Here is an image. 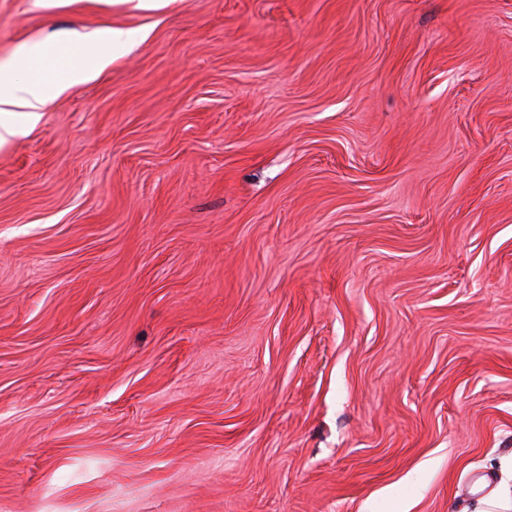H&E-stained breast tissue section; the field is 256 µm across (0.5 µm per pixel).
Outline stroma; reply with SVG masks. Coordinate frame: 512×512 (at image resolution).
<instances>
[{
  "instance_id": "1",
  "label": "stroma",
  "mask_w": 512,
  "mask_h": 512,
  "mask_svg": "<svg viewBox=\"0 0 512 512\" xmlns=\"http://www.w3.org/2000/svg\"><path fill=\"white\" fill-rule=\"evenodd\" d=\"M104 27L0 150V512H476L512 0H0V78Z\"/></svg>"
}]
</instances>
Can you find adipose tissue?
<instances>
[{
  "label": "adipose tissue",
  "instance_id": "ef3b65f1",
  "mask_svg": "<svg viewBox=\"0 0 512 512\" xmlns=\"http://www.w3.org/2000/svg\"><path fill=\"white\" fill-rule=\"evenodd\" d=\"M123 39V31L106 27L90 41L73 38L70 54L60 61L40 43L17 55L12 61L17 79L0 81V148L34 128L43 107L65 89L92 81L108 68L114 45Z\"/></svg>",
  "mask_w": 512,
  "mask_h": 512
}]
</instances>
